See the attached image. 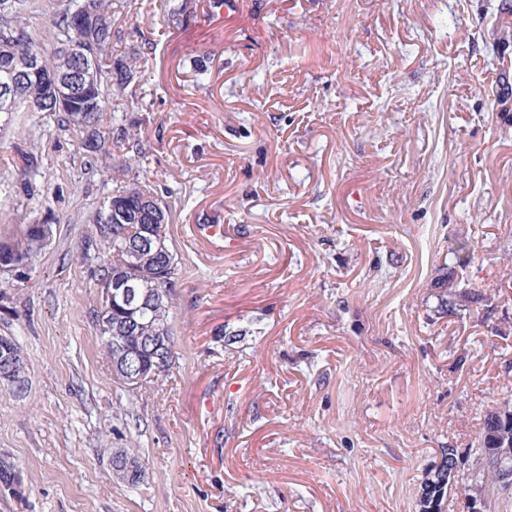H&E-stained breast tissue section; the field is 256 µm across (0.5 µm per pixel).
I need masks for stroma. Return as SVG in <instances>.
<instances>
[{
  "label": "stroma",
  "instance_id": "obj_1",
  "mask_svg": "<svg viewBox=\"0 0 512 512\" xmlns=\"http://www.w3.org/2000/svg\"><path fill=\"white\" fill-rule=\"evenodd\" d=\"M502 0H116L137 64L114 124L171 211L176 363L114 380L84 253L118 149L87 165L53 112L0 128V238L51 236L0 271V512H416L445 448L466 512L486 409L512 394V32ZM186 4L178 24L164 4ZM233 224L246 251L193 244ZM487 301L435 313L457 235ZM138 454L134 489L113 450ZM196 236L206 240L212 248L222 250L224 248V240H228L230 244L237 245V239L224 236L223 224H196ZM14 346L16 352L21 358V363L17 365L7 377H12L14 381L23 382L22 373H24V363L22 357V350L19 345L14 340ZM13 341L10 338L1 337L0 338V369L11 368L17 361V357L14 351Z\"/></svg>",
  "mask_w": 512,
  "mask_h": 512
}]
</instances>
